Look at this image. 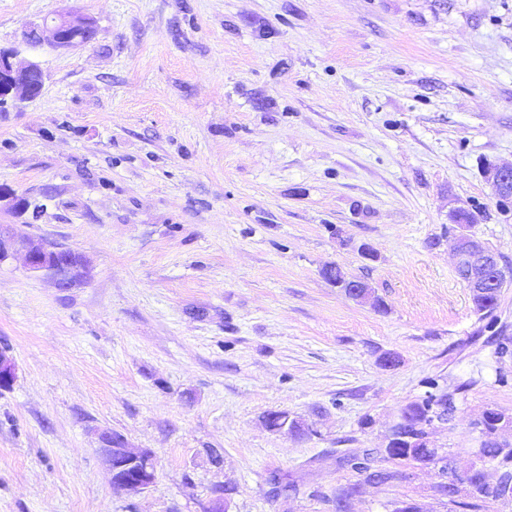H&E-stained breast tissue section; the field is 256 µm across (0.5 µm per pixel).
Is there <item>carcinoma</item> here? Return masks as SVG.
I'll use <instances>...</instances> for the list:
<instances>
[{"label": "carcinoma", "mask_w": 512, "mask_h": 512, "mask_svg": "<svg viewBox=\"0 0 512 512\" xmlns=\"http://www.w3.org/2000/svg\"><path fill=\"white\" fill-rule=\"evenodd\" d=\"M454 410L453 402L448 394L430 392L422 401L409 405L403 412L402 421L393 428L394 439L390 448L386 449L387 458L392 461L425 462L438 459V452L427 446L425 427L434 419L447 417ZM268 428L281 431L288 428L292 432L302 431V425L289 419L288 413L276 411L267 415ZM481 433L485 440L480 448L483 457L491 462H498L503 467L501 481L497 485H488L474 478L468 484L469 501L460 503L462 508L478 509L487 501H499L505 498L504 488L512 483V447L498 440L495 426L487 422ZM347 464L366 479L384 483L394 477L390 472L371 470L370 457L366 454H353L347 457Z\"/></svg>", "instance_id": "carcinoma-1"}]
</instances>
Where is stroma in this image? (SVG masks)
Returning a JSON list of instances; mask_svg holds the SVG:
<instances>
[{
    "mask_svg": "<svg viewBox=\"0 0 512 512\" xmlns=\"http://www.w3.org/2000/svg\"><path fill=\"white\" fill-rule=\"evenodd\" d=\"M68 12L90 43L25 45ZM0 47L45 72L0 112V186L44 210L0 224L87 261L70 288L0 262V512H463L385 455L431 380V446L497 480L475 423L512 414V286L478 316L449 212L512 267L484 177L512 164V0H0ZM103 431L154 452L150 489L114 488ZM324 277L330 282L334 283L336 286L343 288L349 295L352 293V288H354V295H363L369 287V285L364 280H352L350 288H347L350 282L347 281V278L342 273V271L337 266H328L323 270ZM352 296V295H351ZM371 460L368 454H353L347 457V464L350 468L358 474L366 475V479L369 481H377L378 483H384L394 477L391 472L382 471H371Z\"/></svg>",
    "mask_w": 512,
    "mask_h": 512,
    "instance_id": "35a3bbf8",
    "label": "stroma"
}]
</instances>
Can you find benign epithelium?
I'll return each mask as SVG.
<instances>
[{
    "mask_svg": "<svg viewBox=\"0 0 512 512\" xmlns=\"http://www.w3.org/2000/svg\"><path fill=\"white\" fill-rule=\"evenodd\" d=\"M39 34L37 46L48 45L67 50L91 42L96 34L94 22L83 16L64 14L34 25ZM13 49H0V105L19 108L40 96L44 87V72L39 62H15ZM485 177L495 195L503 200L512 198V165L490 166ZM468 224H460L456 241V271L466 276L465 283L472 296L480 297L490 289L506 287L507 281L497 280L493 272L502 270L497 254L481 241L467 233ZM22 250L29 270L52 276L58 285L73 286L71 272L85 265L82 256L51 246L39 238H19L11 226L0 225V262L14 251ZM15 380V365L4 352H0V388L10 387ZM112 433L100 435L103 460L112 473L116 489L137 494L153 485L156 478L154 453L149 449L132 451L122 444H111Z\"/></svg>",
    "mask_w": 512,
    "mask_h": 512,
    "instance_id": "1",
    "label": "benign epithelium"
}]
</instances>
